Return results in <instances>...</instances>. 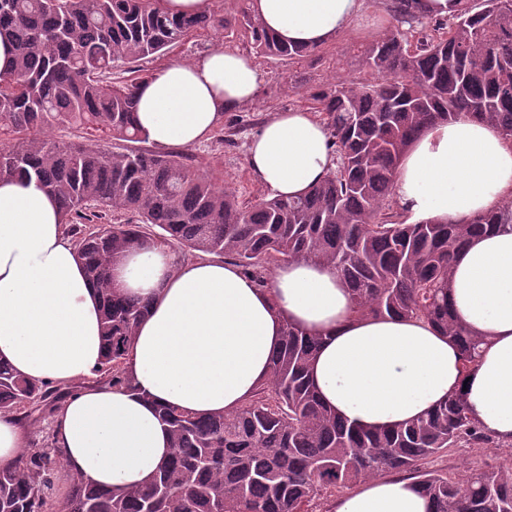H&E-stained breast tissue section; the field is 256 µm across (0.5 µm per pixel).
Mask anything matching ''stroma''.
<instances>
[{
	"label": "stroma",
	"instance_id": "obj_1",
	"mask_svg": "<svg viewBox=\"0 0 512 512\" xmlns=\"http://www.w3.org/2000/svg\"><path fill=\"white\" fill-rule=\"evenodd\" d=\"M371 27L357 26L336 36L323 45L319 54L309 56L300 63L259 57L255 64L263 75V82L255 100L225 113L221 128H228L236 120H244L245 127L232 140L217 143L214 136L192 146L197 167L223 177L226 186L235 188L243 197L264 195V185L254 176L247 163V149L253 135L261 126L280 112L307 109L306 96L332 78H343L358 73L360 48L381 35L389 26L390 18L379 0H368ZM224 34L207 31L174 49L165 59H146L137 64L142 75H151L165 62H190L208 51L223 46Z\"/></svg>",
	"mask_w": 512,
	"mask_h": 512
}]
</instances>
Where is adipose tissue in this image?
<instances>
[{"label": "adipose tissue", "mask_w": 512, "mask_h": 512, "mask_svg": "<svg viewBox=\"0 0 512 512\" xmlns=\"http://www.w3.org/2000/svg\"><path fill=\"white\" fill-rule=\"evenodd\" d=\"M277 39L318 46L359 23L366 0H252ZM253 60L217 47L174 61L140 85L136 123L156 145L192 146L225 112L256 96ZM248 165L276 196L304 194L333 169L322 123L282 112L252 138ZM394 198L416 223H463L512 194V145L467 115L426 128L403 155ZM450 299L459 324L485 343L469 371L455 342L423 320L359 317L333 267L287 261L257 287L221 260H180L152 244L113 265L119 292L149 303L127 365L135 391L91 378L102 361L101 303L67 237L57 203L23 177L0 179V359L36 382L78 384L56 415V443L103 489L143 485L171 454L158 408L231 411L265 382L284 322L320 336L309 378L321 402L354 426L417 420L452 394L512 441V232L476 236L454 257ZM411 480L344 491L331 512H428Z\"/></svg>", "instance_id": "adipose-tissue-1"}]
</instances>
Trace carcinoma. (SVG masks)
Instances as JSON below:
<instances>
[{
  "instance_id": "1",
  "label": "carcinoma",
  "mask_w": 512,
  "mask_h": 512,
  "mask_svg": "<svg viewBox=\"0 0 512 512\" xmlns=\"http://www.w3.org/2000/svg\"><path fill=\"white\" fill-rule=\"evenodd\" d=\"M163 0H0V36L15 46L0 75V178L23 176L53 196L102 302L105 352L98 385L136 390L127 366L148 305L112 288L110 269L153 243L178 257L222 256L261 288L289 260L336 268L359 317L424 319L460 348L464 369L483 338L458 325L448 301L452 262L468 240L512 231V198L463 224L408 223L393 207L400 159L427 127L462 114L512 143V0H385L391 25L366 44L370 79L309 94L336 167L296 198L241 200L192 154L145 147L135 98L145 77L129 64L165 55L203 31L240 33L258 55L294 63L319 47L286 45L248 7L172 16ZM132 77H127V74ZM130 212L136 223L94 224ZM321 338L285 323L267 381L238 409L199 416L159 406L173 452L140 488L104 490L54 445L0 462V512H53L54 480L68 473L60 512H317L369 479L402 476L430 512H512V464L462 475L428 466L456 448H512L452 395L406 426L349 425L319 401L307 369ZM65 397L0 360V415L35 424Z\"/></svg>"
}]
</instances>
